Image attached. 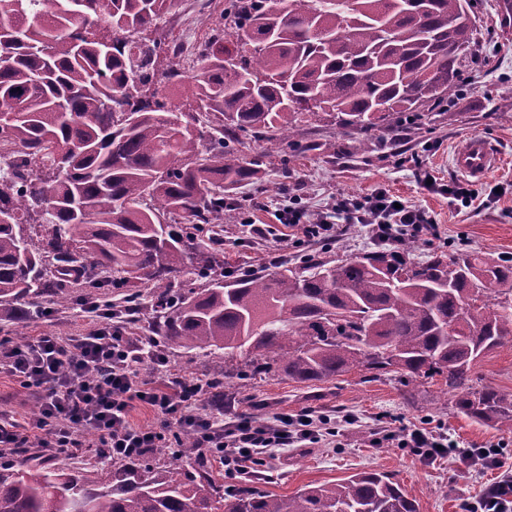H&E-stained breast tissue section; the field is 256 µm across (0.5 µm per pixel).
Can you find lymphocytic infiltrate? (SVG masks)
Instances as JSON below:
<instances>
[{"instance_id":"f902f5d3","label":"lymphocytic infiltrate","mask_w":512,"mask_h":512,"mask_svg":"<svg viewBox=\"0 0 512 512\" xmlns=\"http://www.w3.org/2000/svg\"><path fill=\"white\" fill-rule=\"evenodd\" d=\"M277 219L299 245L330 244L345 223L367 227L374 239L389 245L436 229L427 211L383 188L360 199L333 197L314 220L296 196L278 209ZM145 364L150 365L153 379H139ZM0 373L33 392L39 406L29 431L0 419V447L35 448L47 457L102 448L109 458L138 461L189 431L199 448L218 456L225 475L232 477L264 450L317 443L336 434L330 418L308 413L263 424L245 418L225 426L205 407L202 380L176 375L159 345L128 336L108 312L88 333L66 340L45 334L19 344L1 336ZM139 405L154 411L157 425L144 428L131 422L130 413ZM373 442L411 449L424 461L448 457L472 468L498 465L496 449L461 448L447 436L425 429L402 427L374 437Z\"/></svg>"}]
</instances>
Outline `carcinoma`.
Returning <instances> with one entry per match:
<instances>
[{"instance_id":"carcinoma-1","label":"carcinoma","mask_w":512,"mask_h":512,"mask_svg":"<svg viewBox=\"0 0 512 512\" xmlns=\"http://www.w3.org/2000/svg\"><path fill=\"white\" fill-rule=\"evenodd\" d=\"M174 4L0 0V142L17 147L0 174V323L115 289L122 323L151 310L152 343L224 353L210 373L216 410L226 379L325 382L364 368L404 387L442 376L458 413L511 434L512 393L477 389L470 372L512 349V259L456 249L416 262L409 239L224 278L234 190L260 181L234 156L237 132L293 158L306 150L293 135L301 112L336 115L361 151L393 114L419 124L418 106L458 87L471 0H228L182 117L163 89L182 74L158 68L168 48L154 36ZM183 277L201 286L176 287ZM155 452L170 461L0 462V512H417L381 472L278 497L224 486L190 432Z\"/></svg>"}]
</instances>
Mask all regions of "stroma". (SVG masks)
Instances as JSON below:
<instances>
[{"label":"stroma","instance_id":"35a3bbf8","mask_svg":"<svg viewBox=\"0 0 512 512\" xmlns=\"http://www.w3.org/2000/svg\"><path fill=\"white\" fill-rule=\"evenodd\" d=\"M498 0H472V11L481 32L479 58L466 67L461 90L439 108L425 104L423 122L392 132L382 124L372 134V150L351 152V140L343 136L334 118L302 113L296 120V136L310 149L297 158L277 154L253 132H238V156L257 164L260 185L239 188L236 198L242 210L252 211L256 224L270 234L255 244L249 227L233 224L224 229L225 265L251 270L270 266L271 255L293 263L299 252L337 260L360 257L376 248L366 228H346L330 245L296 246L285 239L273 205L293 194H305L311 215H318L331 197H363L377 187L421 206L436 224V234L417 239L415 260L451 248L512 257V32L496 20ZM472 134L493 139L501 162L481 180H470L476 195L471 207L462 208L448 196L426 190L418 179L426 172L437 182L461 180L452 164L454 151ZM340 144L341 153L329 151ZM97 322L81 309H52L49 315L14 324L10 337L27 341L48 333L63 339L85 334ZM475 387L488 386L512 392V350L499 349L480 359L474 369ZM224 419L244 417L266 423L284 416L309 412L335 422L334 440L306 442L271 449L246 474L255 486L278 495H292L309 484L338 482L350 475L378 470L393 476L418 512H470V506L500 474L512 471V435L472 422L453 407L454 396L441 378L422 381L402 391L390 375L371 377L351 370L327 382H299L282 374L251 381L224 383ZM0 412L21 425L37 416L34 395L11 377L0 375ZM401 427L435 431L461 448L498 446L500 466L474 470L440 459L421 461L410 449L389 444L374 445L376 430Z\"/></svg>","mask_w":512,"mask_h":512}]
</instances>
